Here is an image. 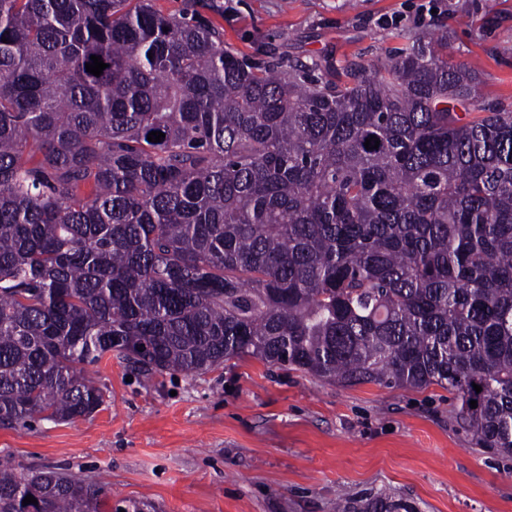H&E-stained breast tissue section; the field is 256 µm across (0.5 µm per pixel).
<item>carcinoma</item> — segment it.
<instances>
[{"label": "carcinoma", "mask_w": 512, "mask_h": 512, "mask_svg": "<svg viewBox=\"0 0 512 512\" xmlns=\"http://www.w3.org/2000/svg\"><path fill=\"white\" fill-rule=\"evenodd\" d=\"M2 37L0 428L96 413L86 370L107 354L147 379L250 356L440 386L512 454V109L448 35L404 32L334 81L152 0H0ZM105 497L0 459V512ZM341 512L418 509L378 493Z\"/></svg>", "instance_id": "1"}]
</instances>
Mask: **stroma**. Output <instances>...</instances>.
I'll list each match as a JSON object with an SVG mask.
<instances>
[{"label":"stroma","instance_id":"35a3bbf8","mask_svg":"<svg viewBox=\"0 0 512 512\" xmlns=\"http://www.w3.org/2000/svg\"><path fill=\"white\" fill-rule=\"evenodd\" d=\"M196 14L253 58L380 60L424 15L448 56L512 103V0H153ZM105 403L73 422L0 428V456L104 485L160 512H337L380 492L420 512H512V456L459 425L448 390L343 387L245 357L195 376L90 368Z\"/></svg>","mask_w":512,"mask_h":512}]
</instances>
